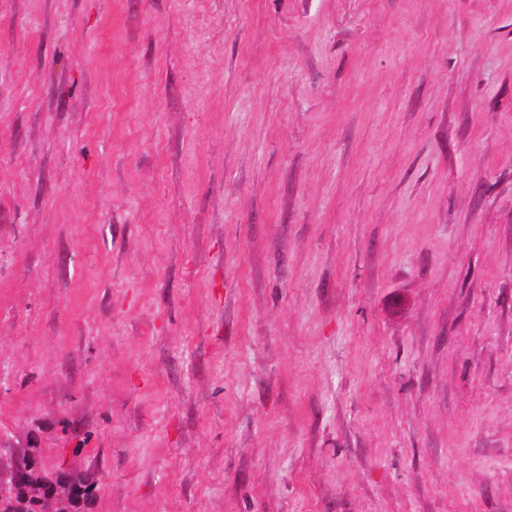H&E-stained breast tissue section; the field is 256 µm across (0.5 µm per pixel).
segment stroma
<instances>
[{"mask_svg":"<svg viewBox=\"0 0 512 512\" xmlns=\"http://www.w3.org/2000/svg\"><path fill=\"white\" fill-rule=\"evenodd\" d=\"M93 512H512V0H0V463ZM50 476L58 474L59 479L63 478L67 483V489L63 497L65 502L63 510L58 512H90L96 498V489L100 477L96 470L86 469L81 474H73L63 470L59 465L44 469Z\"/></svg>","mask_w":512,"mask_h":512,"instance_id":"stroma-1","label":"stroma"}]
</instances>
